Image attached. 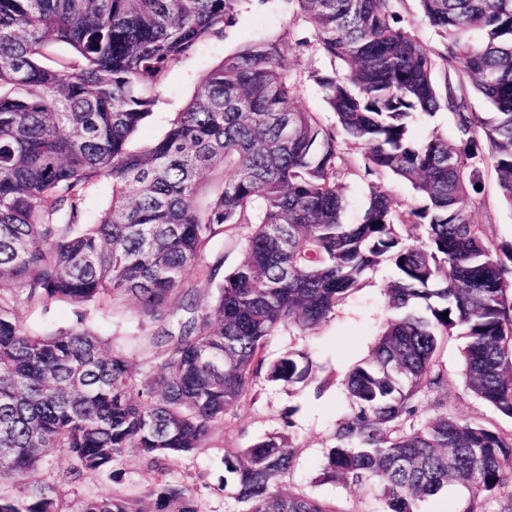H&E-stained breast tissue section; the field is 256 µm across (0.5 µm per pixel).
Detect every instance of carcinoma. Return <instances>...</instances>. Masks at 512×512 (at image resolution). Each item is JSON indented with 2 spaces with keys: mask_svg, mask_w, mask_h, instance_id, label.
Instances as JSON below:
<instances>
[{
  "mask_svg": "<svg viewBox=\"0 0 512 512\" xmlns=\"http://www.w3.org/2000/svg\"><path fill=\"white\" fill-rule=\"evenodd\" d=\"M269 2L0 0V512H203L192 489L163 479L142 499L67 501L60 486L111 474L130 452L163 475L258 381H313L301 351L268 362V338L317 328L384 263L389 316L343 381L349 412L321 481L365 490L379 512H418L450 486L466 494L463 512H512V433L425 414L444 405L440 356L458 337L466 389L512 419V248L471 211L488 168L512 207V0H419L431 53L400 0H280L304 24L296 45L330 64L311 78L335 126L298 107L284 33L224 56L165 135L133 147L171 66L243 5ZM473 94L490 111L473 110ZM442 108L454 138L414 139L413 115ZM348 151L372 183L358 224L343 220ZM385 174L418 203L374 183ZM104 179L112 201L91 220ZM244 227L214 299L182 293L211 242ZM20 294L31 309L134 298L159 324L162 360L142 374L84 313L37 332ZM58 452L70 467L48 480ZM299 452L283 433L224 450L247 512H340L286 486Z\"/></svg>",
  "mask_w": 512,
  "mask_h": 512,
  "instance_id": "obj_1",
  "label": "carcinoma"
}]
</instances>
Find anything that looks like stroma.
<instances>
[{
  "mask_svg": "<svg viewBox=\"0 0 512 512\" xmlns=\"http://www.w3.org/2000/svg\"><path fill=\"white\" fill-rule=\"evenodd\" d=\"M299 26V21L283 10L278 0L242 11L225 36L203 43L172 66L160 100L136 134V144L144 147L160 137L175 112L194 97L202 74L220 63L226 54L257 37L277 35ZM285 63L290 74L301 79L299 105L319 113L324 124H333V113L309 78L311 71L322 67V60L291 44L285 49ZM473 214L475 222L485 225L497 243L512 246V208L503 203L493 170L484 173L483 191ZM392 277V267L380 265L367 276L362 288L337 306L317 329L303 334L285 328L271 336L265 346L268 360L278 359L291 348L304 351L319 367L316 383L298 384L290 389L280 383L260 382L247 399L232 409L223 427L212 432L207 448L170 464L168 480L197 492L204 512H241L233 485L224 481L225 449L243 448L268 434L288 431L301 448L289 476L294 488L336 503L342 512H375L377 504L370 494L353 487L322 484L317 477L323 452L331 443L337 422L347 411L342 382L358 361L368 357L382 330L387 317L384 289ZM19 312L27 324L42 331L64 330L76 322L75 306L64 301L50 302L44 312L23 304ZM87 312V323L98 335L115 338L139 371H152L160 354L159 347L152 343L156 327L143 315L135 299L91 304ZM462 345L460 339L450 340L441 356L448 373V412L461 419H482L512 431L511 419L498 416L465 389L460 374ZM156 480V472L132 454L116 467L112 476L87 481L85 488L103 496H135L143 494Z\"/></svg>",
  "mask_w": 512,
  "mask_h": 512,
  "instance_id": "stroma-1",
  "label": "stroma"
}]
</instances>
